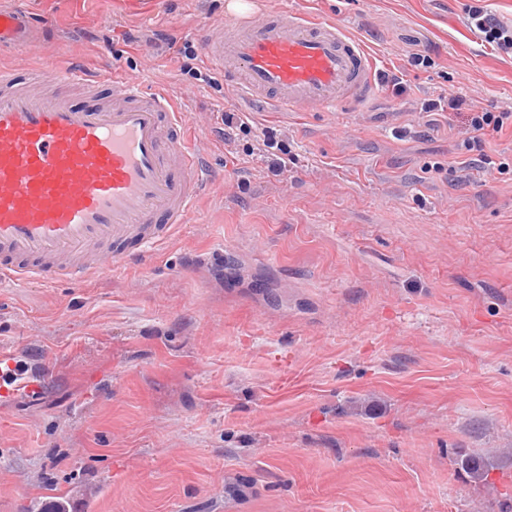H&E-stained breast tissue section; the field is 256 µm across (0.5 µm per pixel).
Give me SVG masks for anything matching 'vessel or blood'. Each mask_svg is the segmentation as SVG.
I'll return each mask as SVG.
<instances>
[{
  "label": "vessel or blood",
  "instance_id": "vessel-or-blood-1",
  "mask_svg": "<svg viewBox=\"0 0 512 512\" xmlns=\"http://www.w3.org/2000/svg\"><path fill=\"white\" fill-rule=\"evenodd\" d=\"M208 65L227 86L291 112L362 101L375 87L373 61L340 23L291 11L251 23L203 24ZM34 26L19 5L0 10V50L31 46ZM64 82L112 94L91 106L44 96L46 78L0 70V275L19 283L108 275L187 223L210 179L200 154L175 136L187 121L163 93L108 72ZM0 349V403L41 393Z\"/></svg>",
  "mask_w": 512,
  "mask_h": 512
}]
</instances>
